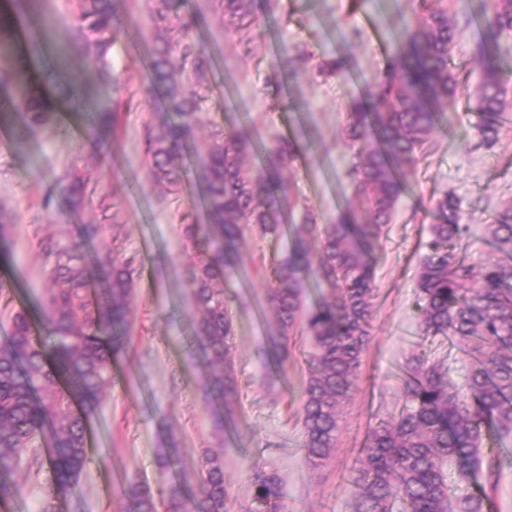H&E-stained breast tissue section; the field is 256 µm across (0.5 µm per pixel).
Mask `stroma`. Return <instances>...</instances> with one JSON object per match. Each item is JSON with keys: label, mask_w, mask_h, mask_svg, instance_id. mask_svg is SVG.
Listing matches in <instances>:
<instances>
[{"label": "stroma", "mask_w": 512, "mask_h": 512, "mask_svg": "<svg viewBox=\"0 0 512 512\" xmlns=\"http://www.w3.org/2000/svg\"><path fill=\"white\" fill-rule=\"evenodd\" d=\"M151 0H120L125 19L113 47L115 68L129 79L137 96L123 113L114 154L98 163L97 193L117 196L121 223L96 206L73 209L59 194L56 180L65 169L94 163V130L88 113L71 98L72 85L94 86L99 106L111 105V85L95 82L85 61L62 58L53 47L27 63L28 76L51 98L58 120L49 129L29 127L20 111L0 119V207L11 213L9 248L0 254V279L10 290L7 309H0V345L11 326L6 310L37 316L45 295L43 258L37 241L47 233L74 238L81 224L102 226V240L114 244L120 259L135 258L139 269L131 304V342L127 355L113 369V386L87 421L90 464L72 487L65 512H133L124 496L127 485L142 484L160 491L172 480L195 484L202 456L224 455V478L233 499L232 512H248L251 464L260 462L282 482L287 512H353L360 450L370 428L405 405L402 369L411 355L441 361L453 385H461L469 359L455 341L422 337L417 311L416 279L424 255L422 243L437 221L436 200L444 193L459 198L462 221L472 246L466 257L476 264L492 254L486 226L494 211L512 201V111L499 122L494 143L473 132L480 114L458 99L440 122L434 147L412 176V187L400 201L388 235L375 250L377 293L370 322V343L363 356L352 394L342 413L336 449L326 464L314 468L304 460L298 416L305 376L308 338L298 339L283 368L270 362L276 334L275 316L267 302L272 253L282 244L244 233L239 253L247 275L232 272L224 279V296L233 317L231 352L238 379L235 427L219 431L204 391L207 369L194 336L197 312L186 281L192 248L184 238L185 221L206 223L195 186L180 198L157 183L142 149L145 123L163 111L160 96L145 94L152 80L147 46L155 38ZM198 38L212 58L207 99L195 138L185 149L192 173L201 170L199 156L212 130L224 117L236 115L250 137L270 145L281 138L305 144L302 157L285 170L294 182L298 203L292 222L311 211L319 223L341 216L353 202L345 174L347 148L341 136L351 100L367 94L391 55L390 36L403 21L413 20L417 0H365L351 9L349 0H262V25L271 31L243 52L225 37L219 21L196 0ZM493 0H448L459 36L452 66L469 87L480 80L473 57L479 36L470 16L492 10ZM11 17L18 38L46 26L49 36L74 31L75 0H30L23 14ZM305 43L314 61L340 55L351 65V78L293 80L287 93L277 92L272 62L278 52ZM177 441L179 462L159 464L167 434Z\"/></svg>", "instance_id": "1"}]
</instances>
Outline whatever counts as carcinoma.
I'll return each instance as SVG.
<instances>
[{"instance_id":"cac0c4a2","label":"carcinoma","mask_w":512,"mask_h":512,"mask_svg":"<svg viewBox=\"0 0 512 512\" xmlns=\"http://www.w3.org/2000/svg\"><path fill=\"white\" fill-rule=\"evenodd\" d=\"M181 6V0H153L157 38L151 50L153 81L145 89L160 88L167 100V111L144 126L145 157L154 178L167 188L183 182L181 149L198 122L204 101L199 88L211 66L194 36L199 16ZM209 9L225 36L248 49L259 38V0H210ZM479 24L475 59L482 75L468 98L475 111L500 114L512 108V82L498 64L499 38L512 33V0H495ZM174 26L182 37L173 43L162 32ZM119 29L116 0H78L77 27L64 39L100 82L120 92L112 111L95 112L99 160L111 154L119 115L131 109L135 97L112 65ZM456 35L443 0H420L415 23L394 32L392 54L367 96L352 99L342 134L351 149L346 176L365 214L362 221L350 213L319 224L309 214L302 224H287L294 186L281 170L303 153L293 139L256 144L239 123L226 118L224 129L211 134L203 149L199 196L209 223L184 225V237L196 253L187 281L199 312L195 329L211 388L224 419L232 420L237 379L224 275L235 264L238 240L247 228L273 242L289 237L273 265L267 300L277 318L279 364L288 361L297 334L311 342L301 416L305 456L314 468L336 448L342 409L369 342L377 288L376 263L368 252L392 222L408 189L407 175L432 147L439 116L460 93L459 76L450 65ZM311 60L302 45L285 51L279 59L281 80L308 69L316 78L349 77L342 57L313 66ZM7 81L21 97L1 98V113L20 108L32 127L55 122L56 113L23 65L9 70ZM249 155L263 157V165L246 166ZM96 186L93 167L57 179V188L76 209L93 203ZM436 210L441 221L429 227L418 274L420 328L426 337L446 336L464 346L466 383L462 389L450 385L447 370L423 354L407 364L408 404L367 434L353 512H488L486 487L497 485L501 464L493 450H485L484 438L490 432L502 441L512 438V204L502 206L487 225V241L508 261L491 256L477 266L463 256L469 244L463 243L466 225L458 199L444 195ZM101 232L100 224H83L77 241L39 240L47 285L43 335L34 334L26 311L10 314L11 336L0 346V501L11 496L16 472H45L43 512H57L89 463L85 413L76 409V401L97 399L112 389V368L124 354L137 279L133 260H120L111 246L103 247L95 267L85 263L83 245L98 240ZM310 239L319 243L315 261ZM308 275L330 292L311 306L304 304ZM38 439L53 443L48 456L35 445ZM452 467L457 482L470 488L460 492L448 482ZM251 469L253 512H285L280 479L258 462ZM124 496L134 512H230L231 503L223 455L211 452L194 491L171 482L158 497L141 485L128 486Z\"/></svg>"}]
</instances>
